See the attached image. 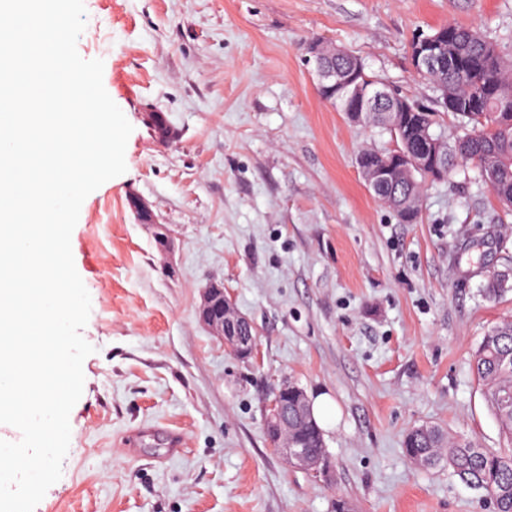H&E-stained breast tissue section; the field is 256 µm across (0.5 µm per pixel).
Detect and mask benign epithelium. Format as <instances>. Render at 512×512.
Segmentation results:
<instances>
[{
    "label": "benign epithelium",
    "mask_w": 512,
    "mask_h": 512,
    "mask_svg": "<svg viewBox=\"0 0 512 512\" xmlns=\"http://www.w3.org/2000/svg\"><path fill=\"white\" fill-rule=\"evenodd\" d=\"M308 53L309 60L315 66L317 88L323 99L342 105L353 122L364 124L368 116L374 115L382 120L394 136L404 129L410 113L415 111L410 100L383 85L363 84L352 71L338 70L329 65L338 56L352 59L354 55L320 40L309 44ZM410 57L414 72L421 76L448 67L452 64L448 56V35L438 32L413 40ZM417 140L418 148L412 151H406L402 144H397L384 164L374 165L367 156H358L357 163L366 186L379 202L387 206L391 204L385 197V190L392 184V179L408 177L414 170H438V160L447 152V141L436 136L431 124L417 130ZM199 317L214 335L224 340V345L235 355L247 357L252 353L253 325L236 310L224 294L223 286L213 284L205 290L199 306ZM290 401L297 410L306 407L305 394L296 388L284 384L274 392L268 404V435L287 461L311 468L313 459L305 449L297 447L292 438L298 421L288 417Z\"/></svg>",
    "instance_id": "benign-epithelium-1"
}]
</instances>
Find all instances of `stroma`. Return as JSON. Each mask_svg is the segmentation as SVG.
Instances as JSON below:
<instances>
[{"label":"stroma","instance_id":"stroma-1","mask_svg":"<svg viewBox=\"0 0 512 512\" xmlns=\"http://www.w3.org/2000/svg\"><path fill=\"white\" fill-rule=\"evenodd\" d=\"M77 51L133 127L125 174L84 200L71 235L93 348L59 481L35 512H493L452 470L405 457L431 423L504 445L470 369L512 316L487 276L512 265V214L486 183L427 181L399 222L361 150L397 142L322 99L307 47L326 40L419 105L414 36L459 23L512 50V0H84ZM177 141H150V113ZM155 221L140 223L131 198ZM220 283L256 334L237 358L200 320ZM337 406L327 475L267 433L282 382ZM184 445L168 456L169 431Z\"/></svg>","mask_w":512,"mask_h":512}]
</instances>
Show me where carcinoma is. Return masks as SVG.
Wrapping results in <instances>:
<instances>
[{"label": "carcinoma", "instance_id": "carcinoma-1", "mask_svg": "<svg viewBox=\"0 0 512 512\" xmlns=\"http://www.w3.org/2000/svg\"><path fill=\"white\" fill-rule=\"evenodd\" d=\"M462 66L450 65L427 74L442 93L456 102L451 115L459 121L448 157L440 164L445 174L422 173L390 187L391 194L409 201L421 200L425 179H451L459 171L472 170L492 190L498 201L512 209V58L504 59L498 45L478 28L446 25ZM482 110L467 111L475 98ZM507 274L492 273L485 288L497 298L512 287ZM473 373L482 387L508 450L479 448L451 436L432 424L412 427L405 435V455L428 460L427 467L446 466L466 484L483 491L495 512H512V319H506L483 336L473 353ZM299 445L318 461L326 460L322 430L308 425L297 433Z\"/></svg>", "mask_w": 512, "mask_h": 512}]
</instances>
